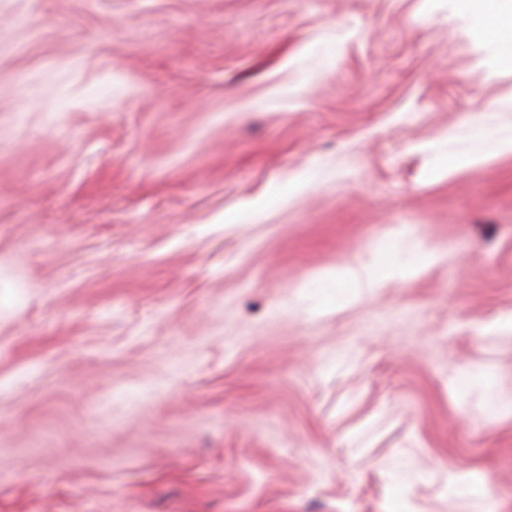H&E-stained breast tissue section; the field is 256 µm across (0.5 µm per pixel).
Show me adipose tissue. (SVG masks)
Wrapping results in <instances>:
<instances>
[{
	"mask_svg": "<svg viewBox=\"0 0 512 512\" xmlns=\"http://www.w3.org/2000/svg\"><path fill=\"white\" fill-rule=\"evenodd\" d=\"M457 11L467 23L470 37L480 43L489 58L512 54V0H455ZM435 257L434 251H420L412 261L402 260L389 243H380L369 264L342 266L320 274L314 280L317 288L334 290L338 301L350 298L354 288H373L384 279H413L421 267Z\"/></svg>",
	"mask_w": 512,
	"mask_h": 512,
	"instance_id": "obj_1",
	"label": "adipose tissue"
}]
</instances>
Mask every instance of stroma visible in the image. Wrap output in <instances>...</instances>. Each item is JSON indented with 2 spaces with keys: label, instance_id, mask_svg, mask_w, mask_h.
<instances>
[{
  "label": "stroma",
  "instance_id": "35a3bbf8",
  "mask_svg": "<svg viewBox=\"0 0 512 512\" xmlns=\"http://www.w3.org/2000/svg\"><path fill=\"white\" fill-rule=\"evenodd\" d=\"M512 59L454 0H0V512H512ZM437 261L345 304L381 240ZM512 152V136L491 137L480 135L476 144L462 158L461 164L470 169H476L502 154Z\"/></svg>",
  "mask_w": 512,
  "mask_h": 512
}]
</instances>
